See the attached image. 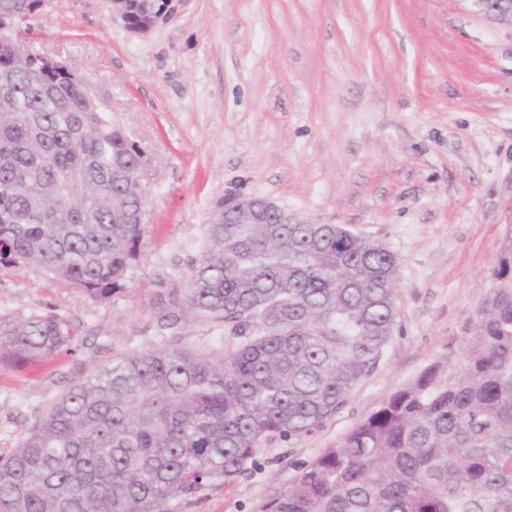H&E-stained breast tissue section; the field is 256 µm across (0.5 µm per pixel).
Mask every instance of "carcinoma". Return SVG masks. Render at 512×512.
<instances>
[{
  "label": "carcinoma",
  "mask_w": 512,
  "mask_h": 512,
  "mask_svg": "<svg viewBox=\"0 0 512 512\" xmlns=\"http://www.w3.org/2000/svg\"><path fill=\"white\" fill-rule=\"evenodd\" d=\"M40 0H0V270L92 300L137 261L144 152L25 42ZM399 262L341 224L224 223L152 308L224 326V358L124 354L70 387L0 456V512H167L234 484L261 449L323 428L375 369L400 310ZM448 356L299 467L259 512H512V224ZM57 311L0 313V368L73 350Z\"/></svg>",
  "instance_id": "obj_1"
}]
</instances>
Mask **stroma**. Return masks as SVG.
Instances as JSON below:
<instances>
[{
	"label": "stroma",
	"mask_w": 512,
	"mask_h": 512,
	"mask_svg": "<svg viewBox=\"0 0 512 512\" xmlns=\"http://www.w3.org/2000/svg\"><path fill=\"white\" fill-rule=\"evenodd\" d=\"M25 40L86 78L145 153L138 261L92 301L22 268L0 271V313L60 310L78 346L0 369V454L74 383L121 355L177 345L223 358V329L160 330L159 278L183 277L226 190L343 224L399 260L400 310L376 368L324 428L267 444L229 487L168 512H256L303 463L443 359L487 292L512 207V26L471 0H172L148 32L111 0H45Z\"/></svg>",
	"instance_id": "stroma-1"
}]
</instances>
